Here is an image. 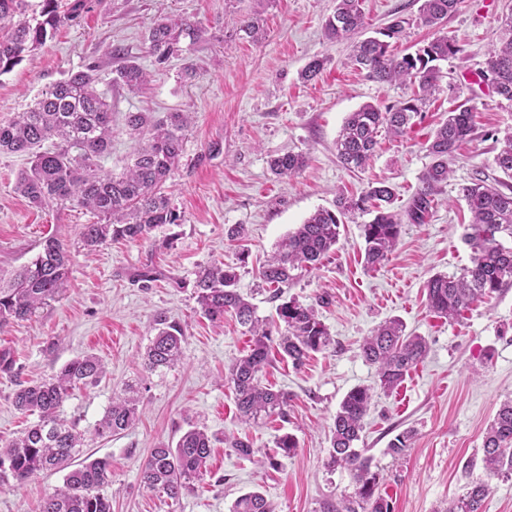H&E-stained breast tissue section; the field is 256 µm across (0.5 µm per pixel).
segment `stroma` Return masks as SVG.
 I'll return each instance as SVG.
<instances>
[{"mask_svg": "<svg viewBox=\"0 0 512 512\" xmlns=\"http://www.w3.org/2000/svg\"><path fill=\"white\" fill-rule=\"evenodd\" d=\"M254 5L255 0H88L42 49L0 76L5 122L68 72L96 65L97 88L112 105V148L99 161L106 173H120L137 146L126 131V113L192 117L181 160L165 184L179 220L144 244L109 242L85 250L80 230L93 223V215L67 204L32 207L15 189L18 173L30 165L28 155L0 154V272L31 261L51 235L73 257L63 297L32 320L0 328V350H10L14 359L13 375L0 373V444L36 420L13 403L19 385L93 354L102 359L105 375L94 386L71 391L60 409L80 431L93 430L127 382L146 378L135 424L82 450L83 456L110 463L106 493L112 512H230L249 491L262 493L276 512H322L324 503H338L355 489L348 471L328 469L327 457L343 397L375 380L360 344L379 324L397 318L406 333L425 337L429 352L397 390L374 392L364 419L359 445L372 459L380 493L392 512H443L469 481L484 479L489 491L482 512H512V477L487 475L482 463L486 429L500 405L512 399V283L475 303L457 322L434 317L425 295L433 275L469 266L463 234L471 216L460 188L477 176L498 177L497 140L512 131V103L477 77L500 41L499 19L512 11V0H461L444 26L463 47L442 65L445 88L405 134L380 137L362 172L347 171L336 160L335 140L345 118L366 103L397 104L411 95V86L368 79L349 62L350 42L325 38L323 24L335 0H271L264 13L266 35L256 42L239 34ZM419 6V0H362L365 35L401 17L406 26L400 46L415 50L430 35L419 22ZM162 14L189 18L202 37L182 40V53L157 74L146 37ZM116 48L152 71L143 91L113 85ZM316 56L325 58L324 69L303 81L302 69ZM188 67L194 76L187 81L182 72ZM460 98L474 108V131L450 161L452 174L425 222H404L389 259L370 269L361 246L363 219L355 217L317 269L297 270L284 296L313 305L333 343L297 368L273 356L263 381L287 392V416L241 422L224 375L246 353L250 336L233 314L220 322L201 314L194 297L197 272L214 264L236 267V287L257 316L275 317L277 303L258 277L259 265L297 224L332 206L338 193L356 195L369 183L385 181L396 188V210L406 212L431 162L425 143ZM289 151L306 153L307 166L291 178L274 176L270 159ZM234 225L245 228V243L227 238ZM145 266L154 269L152 280L138 279ZM159 313L182 327L185 356L173 368L146 376L142 355ZM192 424L206 428L216 442L206 474L175 503L143 487L139 473L151 448L176 443ZM407 429L413 432L410 446L393 458L388 444ZM286 433L297 442L287 456L276 446ZM227 435L250 440L255 460L230 452L223 442ZM268 455L277 457V467L264 464ZM62 484L56 471L21 484L5 481L0 512H40L44 498Z\"/></svg>", "mask_w": 512, "mask_h": 512, "instance_id": "1", "label": "stroma"}]
</instances>
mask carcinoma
I'll list each match as a JSON object with an SVG mask.
<instances>
[{
	"mask_svg": "<svg viewBox=\"0 0 512 512\" xmlns=\"http://www.w3.org/2000/svg\"><path fill=\"white\" fill-rule=\"evenodd\" d=\"M87 0H41L40 10L28 12L27 0H0V75L10 72L26 55L41 49L52 32L72 20L86 7ZM361 0H336V9L325 23L330 41H352L350 62L380 83L418 84L412 95L384 109L366 103L346 118L336 139V159L349 170L369 165L386 133L400 136L414 124L422 106L439 87L440 64L462 52V46L446 35H434L415 52H394L392 42L404 36L402 21L396 20L378 37L355 40L364 26ZM461 0H422L419 20L425 27L441 28L458 10ZM502 45L489 52L477 76L489 82L498 96L512 102V12L500 18ZM192 42L200 31L187 18L162 15L148 33V52L161 66L179 51L180 39ZM150 74L134 60H126L113 70L112 84L131 92L141 90ZM96 66L88 65L41 92L23 112L0 123V153H26L30 166L18 176L16 190L28 202L42 208L61 202L89 211L96 217L80 230L83 246L92 250L108 241L129 243L152 241V233L175 224L179 215L171 207L163 186L178 166L190 124L185 112H170L166 119L151 122L144 112H129L125 124L130 134L151 128L150 137L139 147L131 164L119 175L103 173L97 160L112 146V108L98 92ZM473 131V107L461 103L448 111V118L434 132L426 150L432 158L411 199L408 219L421 224L428 215L433 196L448 181L451 160ZM494 157L496 168L512 178V132L499 141ZM306 165L302 153H286L270 161L278 177H291ZM472 214L464 235L472 250L471 265L460 274H439L426 285L430 310L448 320H456L471 305L502 291L512 283V247L502 243L512 239V192L506 193L487 179L476 177L460 188ZM394 187L378 182L359 196L343 193L331 208H321L288 233L278 249L259 270L264 283L286 288L299 268L316 266L336 246L340 227L346 219L362 213L373 219L362 228L364 260L375 268L388 260L402 231V219L394 210ZM71 254L55 236L45 238L41 251L11 275H0V328L12 321L30 320L39 309L59 298L66 290ZM237 274L230 268L212 265L199 270L195 278L196 301L212 321L234 313L252 335L248 353L228 369L225 379L233 386L239 417L244 422L284 415L288 395L262 383L272 344L295 366L312 352L327 349L332 338L311 306L289 300L277 307L284 328L273 337L270 323L256 315L254 305L241 295ZM156 335L143 356L147 374L174 367L185 355L182 329L159 315ZM426 340L405 333L403 324L389 320L379 325L361 345L363 358L376 368V385L386 391L398 387L410 370L425 358ZM105 372L102 360L86 354L66 363L59 372L18 389L16 407L38 415L24 433L0 448V478L12 477L21 484L44 471H67L63 487L44 500L41 512H112L106 494L109 462L84 461L72 467V460L84 446L85 435L74 422L59 415L71 390L92 386ZM142 379L125 385L114 397L94 428L98 438L117 435L137 420L138 393ZM372 399V388L351 389L339 405L331 428L328 466L349 471L355 497L338 510L326 505L323 512H391L389 502L378 492V475L371 458L356 447L364 418ZM212 437L206 430L190 427L176 445L162 443L151 449L141 472L143 487L162 492L172 500L192 489L205 472L211 454ZM483 462L493 476L512 477V399L504 402L483 440ZM489 486L476 480L453 500L445 512H481ZM232 512H272L271 504L257 491L240 496Z\"/></svg>",
	"mask_w": 512,
	"mask_h": 512,
	"instance_id": "carcinoma-1",
	"label": "carcinoma"
}]
</instances>
